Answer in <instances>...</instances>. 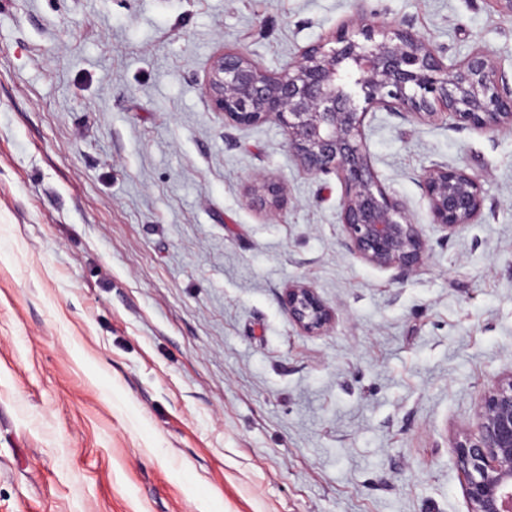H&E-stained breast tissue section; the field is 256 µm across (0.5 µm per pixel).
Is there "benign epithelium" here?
<instances>
[{"label":"benign epithelium","mask_w":512,"mask_h":512,"mask_svg":"<svg viewBox=\"0 0 512 512\" xmlns=\"http://www.w3.org/2000/svg\"><path fill=\"white\" fill-rule=\"evenodd\" d=\"M354 2L349 23L277 72L243 52L217 54L208 97L213 110L236 125L279 123L305 172L336 174L346 248L405 278L423 265L426 243L371 164L363 133L368 110L382 108L419 122L445 117L460 128L494 133L512 128V84L485 47L476 45L447 64L424 37L400 24L374 22L364 0ZM421 187L431 223L449 234L482 213L480 181L463 169L436 166ZM284 200L280 181L263 179L253 186L252 203L261 211L279 209ZM286 302L292 320L308 333L334 319L305 284L289 286ZM453 448L466 479L468 512H512V376L485 394L476 430L456 437Z\"/></svg>","instance_id":"1"}]
</instances>
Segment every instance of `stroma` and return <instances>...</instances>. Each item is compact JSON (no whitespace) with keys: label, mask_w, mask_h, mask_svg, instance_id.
<instances>
[{"label":"stroma","mask_w":512,"mask_h":512,"mask_svg":"<svg viewBox=\"0 0 512 512\" xmlns=\"http://www.w3.org/2000/svg\"><path fill=\"white\" fill-rule=\"evenodd\" d=\"M445 59L487 0H366ZM352 0H0V512H467L453 441L512 376V130L368 112L389 196L426 245L399 278L344 245L342 187L274 121L213 111L215 55L281 70ZM478 176L444 235L421 179ZM272 177L284 205L251 203ZM331 326L302 331L289 285ZM286 302L288 314L305 332H320L334 319L331 309L322 303L313 288L305 284L288 286Z\"/></svg>","instance_id":"stroma-1"}]
</instances>
